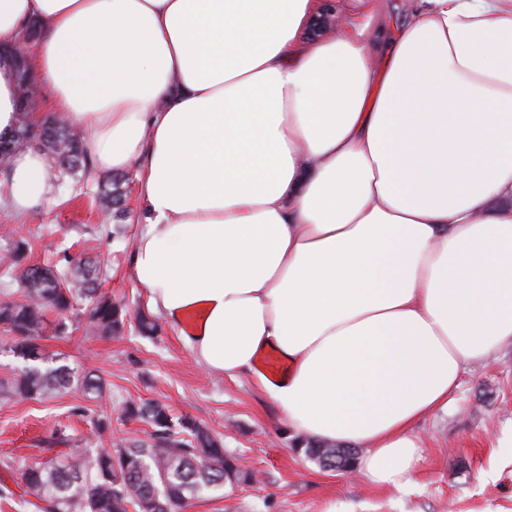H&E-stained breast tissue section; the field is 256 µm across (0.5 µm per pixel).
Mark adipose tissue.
I'll list each match as a JSON object with an SVG mask.
<instances>
[{"instance_id":"obj_1","label":"adipose tissue","mask_w":512,"mask_h":512,"mask_svg":"<svg viewBox=\"0 0 512 512\" xmlns=\"http://www.w3.org/2000/svg\"><path fill=\"white\" fill-rule=\"evenodd\" d=\"M313 0H0L52 109L101 171L139 168L138 282L229 377L260 378L303 437L364 447L358 473L407 487L414 430L470 365L512 343V0H423L385 55L370 21L313 43ZM0 58V137L18 125ZM17 212L45 158L17 152Z\"/></svg>"}]
</instances>
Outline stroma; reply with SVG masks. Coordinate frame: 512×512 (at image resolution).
I'll return each mask as SVG.
<instances>
[{"label":"stroma","instance_id":"1","mask_svg":"<svg viewBox=\"0 0 512 512\" xmlns=\"http://www.w3.org/2000/svg\"><path fill=\"white\" fill-rule=\"evenodd\" d=\"M415 6L416 0H336L326 35L337 36L359 12L398 25ZM124 175L127 212L112 221L102 219L93 202L107 177L96 169L80 181L53 184L49 202L25 218H16L9 202L0 203V253L23 241L32 264L90 258L100 268L101 294L125 313L123 330L109 337L85 335L81 320L90 301L66 315L48 313L38 366H68L75 380L37 400L13 393L11 382L27 362L11 351L9 336H0V460L40 461L41 440L58 430L69 447L81 450L147 438L149 424L124 419L123 408L160 402L205 427L257 473L256 483H228L192 500L188 512H512V449L498 445L512 428L511 343L464 373L448 413L417 423L424 460L408 487H375L323 469L306 456L300 436L254 375L230 378L206 370L166 321H159L154 337L139 334L137 314L151 311L148 292L131 269L143 208L137 167ZM61 320L68 323L63 333L55 330ZM90 369L104 380L102 397L87 394L79 383ZM94 416L111 419L110 431L97 433Z\"/></svg>","mask_w":512,"mask_h":512}]
</instances>
